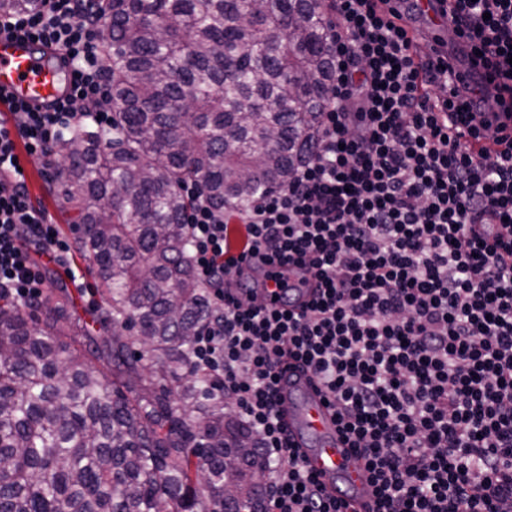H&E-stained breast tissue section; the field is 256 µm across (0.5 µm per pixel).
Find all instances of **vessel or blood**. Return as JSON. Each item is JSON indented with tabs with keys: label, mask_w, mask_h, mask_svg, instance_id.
Wrapping results in <instances>:
<instances>
[{
	"label": "vessel or blood",
	"mask_w": 512,
	"mask_h": 512,
	"mask_svg": "<svg viewBox=\"0 0 512 512\" xmlns=\"http://www.w3.org/2000/svg\"><path fill=\"white\" fill-rule=\"evenodd\" d=\"M411 10L403 14L407 30L425 24L435 38L455 39V20L442 0H411ZM71 78L60 59L51 58L38 44L19 38L0 37V93L28 106H42L56 99ZM498 131L480 138L467 137L474 155L495 157L499 150ZM282 420L309 473L316 476L329 493L338 495L347 512H372L374 496L367 481L364 458L348 448L316 383L286 372L279 383Z\"/></svg>",
	"instance_id": "vessel-or-blood-1"
}]
</instances>
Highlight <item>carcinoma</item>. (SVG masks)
Segmentation results:
<instances>
[{"instance_id": "carcinoma-1", "label": "carcinoma", "mask_w": 512, "mask_h": 512, "mask_svg": "<svg viewBox=\"0 0 512 512\" xmlns=\"http://www.w3.org/2000/svg\"><path fill=\"white\" fill-rule=\"evenodd\" d=\"M326 0H99L112 133L82 124L49 178L96 266L0 295V512H263L267 471L194 346L217 316L195 278L193 198L241 210L306 157L332 78ZM124 187L117 206L106 201Z\"/></svg>"}]
</instances>
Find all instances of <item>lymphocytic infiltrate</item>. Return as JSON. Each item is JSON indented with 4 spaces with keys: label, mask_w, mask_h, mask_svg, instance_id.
<instances>
[{
    "label": "lymphocytic infiltrate",
    "mask_w": 512,
    "mask_h": 512,
    "mask_svg": "<svg viewBox=\"0 0 512 512\" xmlns=\"http://www.w3.org/2000/svg\"><path fill=\"white\" fill-rule=\"evenodd\" d=\"M499 111L512 115V0H449ZM333 76L307 159L234 217L197 197L190 259L219 314L196 358L271 468L264 512H345L303 466L278 412L284 363L321 386L366 459L377 512H512V138L475 158L427 104L463 116L454 55L416 60L378 0H330ZM96 0L0 15V36L59 51L72 77L50 105L0 123V292L42 294L35 261L67 265L57 224L29 196L18 148L84 123L111 127ZM92 104L89 112L79 103ZM288 258L290 299L267 307L233 271Z\"/></svg>",
    "instance_id": "1"
}]
</instances>
